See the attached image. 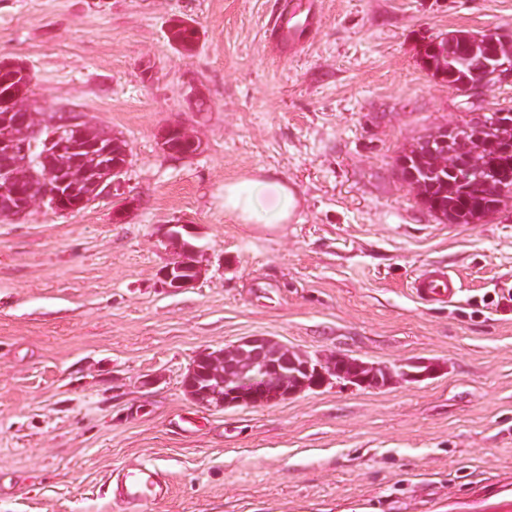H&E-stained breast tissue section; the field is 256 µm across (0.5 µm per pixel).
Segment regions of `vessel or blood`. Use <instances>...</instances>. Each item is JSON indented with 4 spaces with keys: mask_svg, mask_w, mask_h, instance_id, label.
<instances>
[{
    "mask_svg": "<svg viewBox=\"0 0 512 512\" xmlns=\"http://www.w3.org/2000/svg\"><path fill=\"white\" fill-rule=\"evenodd\" d=\"M316 18V0H275L268 22L269 35L277 47L296 49L308 42ZM412 290L419 299L436 303L453 302L460 293L454 276L438 266L418 273ZM115 484L129 512H142L148 503L163 499L169 492L165 472L147 463L118 470Z\"/></svg>",
    "mask_w": 512,
    "mask_h": 512,
    "instance_id": "obj_1",
    "label": "vessel or blood"
}]
</instances>
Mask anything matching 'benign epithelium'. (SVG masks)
<instances>
[{"label": "benign epithelium", "mask_w": 512, "mask_h": 512, "mask_svg": "<svg viewBox=\"0 0 512 512\" xmlns=\"http://www.w3.org/2000/svg\"><path fill=\"white\" fill-rule=\"evenodd\" d=\"M477 40L486 47V52L479 62L471 67L472 79L460 86V91L469 97L489 91L492 87L512 81V65L502 60L500 45L512 43V37L502 31L488 30L477 36ZM83 115H69L66 119L50 122L49 135L45 139L46 147L56 142L70 146V151H99L101 157L108 156V149L102 147L99 139L86 135ZM14 126L23 129L25 138L16 136L0 141L6 146V152L27 156L34 140L40 135H28L27 117L15 115ZM490 131L485 123L484 115H478L474 123L456 127L453 135L462 140L468 136L484 137ZM178 135L189 146L184 156L196 153L199 143L180 125L170 126L161 134L163 150L170 154L172 150L167 140ZM443 147L442 155L448 158L445 170L463 180L481 170V167L466 155H459L448 149V139L438 140ZM71 171L75 172L72 180L84 184L93 191L112 192V188L120 182L125 165L104 162L97 169L82 166V159L72 158ZM56 185L60 190L42 197L43 203L57 213H65L67 209L61 200L67 194L61 192L66 181L59 179ZM487 193L498 197L512 188V173L492 172L485 179ZM161 235L174 250L173 257L161 271L165 287L173 291L187 289L201 277L203 268L200 265L198 250L185 240V235L192 233V226L182 221L165 224L160 229ZM192 267L193 276L184 278L178 273L186 266ZM205 365L201 370L198 364ZM337 376V381L357 385H384L392 379V373L385 367L366 364L357 359L338 356L334 362H326L319 358L313 359L301 352L266 336H252L230 348L207 352L200 356L189 369L185 378L188 394L195 401L209 406L230 407L237 405H263L288 398L307 388H319L324 385L328 375Z\"/></svg>", "instance_id": "obj_1"}]
</instances>
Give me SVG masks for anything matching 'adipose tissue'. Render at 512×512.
Listing matches in <instances>:
<instances>
[{"mask_svg":"<svg viewBox=\"0 0 512 512\" xmlns=\"http://www.w3.org/2000/svg\"><path fill=\"white\" fill-rule=\"evenodd\" d=\"M298 208L296 189L274 174L261 170L224 183V215L235 223L272 229L290 223Z\"/></svg>","mask_w":512,"mask_h":512,"instance_id":"obj_1","label":"adipose tissue"}]
</instances>
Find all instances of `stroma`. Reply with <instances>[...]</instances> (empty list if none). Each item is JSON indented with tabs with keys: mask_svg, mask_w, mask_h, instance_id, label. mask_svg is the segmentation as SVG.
I'll list each match as a JSON object with an SVG mask.
<instances>
[{
	"mask_svg": "<svg viewBox=\"0 0 512 512\" xmlns=\"http://www.w3.org/2000/svg\"><path fill=\"white\" fill-rule=\"evenodd\" d=\"M299 57L265 38L271 0H0V62L61 110L125 141L112 194L0 218V512H125L111 470L157 464L145 512H512V200L440 222L397 158L420 138L512 108L470 98L425 46L512 29V0H319ZM194 26L184 51L171 20ZM200 142L165 153L161 131ZM263 169L299 210L273 230L224 217V182ZM193 227L201 278L164 288L160 228ZM447 266L461 294L410 284ZM266 336L385 366L384 386L206 407L184 380L203 352ZM411 362L429 374L408 379ZM412 290L419 299L436 303H451L461 292L454 276L438 266L418 273L412 281Z\"/></svg>",
	"mask_w": 512,
	"mask_h": 512,
	"instance_id": "35a3bbf8",
	"label": "stroma"
}]
</instances>
